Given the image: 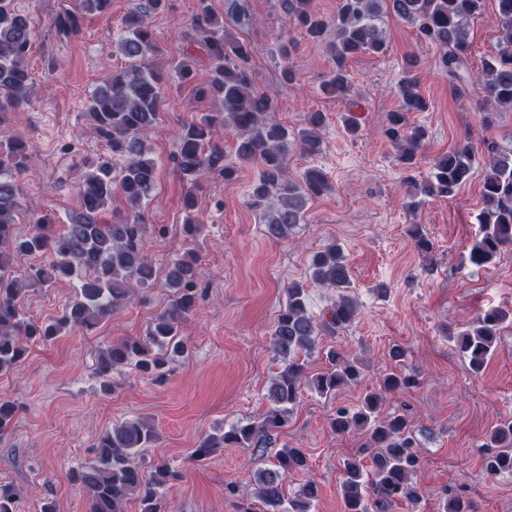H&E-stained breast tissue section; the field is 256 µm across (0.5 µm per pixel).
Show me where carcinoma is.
<instances>
[{
    "label": "carcinoma",
    "instance_id": "cac0c4a2",
    "mask_svg": "<svg viewBox=\"0 0 512 512\" xmlns=\"http://www.w3.org/2000/svg\"><path fill=\"white\" fill-rule=\"evenodd\" d=\"M495 2L501 28L499 48L482 62L474 77L484 93L482 121L487 125L492 122L488 105L512 108V0ZM282 3L301 36L329 47L335 67L322 91L345 99L353 94L348 60L361 53L386 51L383 17L388 13L410 23L419 43L439 49L441 72L461 86L470 48L467 28L484 7V0H341L336 14L328 18L312 8V0ZM111 5L112 0H77L75 11L56 18V28L63 36L74 35L78 32V16H107ZM212 27L213 17L204 6L193 19L191 31L204 51L210 78L197 87L196 95L200 99H220L224 112L204 114L184 126L179 170L195 185L210 172L231 180L238 166L260 161V172L251 186L252 205L260 209L268 236L277 241L286 239L304 222L308 201L329 189L321 169L309 167L295 179L288 173L287 161L292 144L309 156L321 151L325 113H309L304 127L295 133L268 122L266 114L275 111L277 104L254 84L252 46L244 40L227 38ZM33 36L29 16L16 7L14 0H0V125L7 113L29 104L32 81L27 56ZM117 47L132 63L124 70L105 72L88 100L87 111L95 130L108 142L112 156L122 159L123 166L117 169L105 161L84 174L78 188L79 205L69 215L68 223L59 228L37 224L26 235L16 231L18 176L26 171L28 144L18 137H0L1 375L19 368L30 346L52 341L67 330L95 328L117 308L144 296L157 279L156 269L142 249L148 225L141 210L157 187L158 165L150 156L146 138L161 121L165 75L149 63L157 45L147 13L138 11L123 20ZM196 62L192 55L179 59L174 65L177 77L183 82L192 80ZM398 93L401 103L387 115L382 135L409 171L428 139V129L411 121V113L426 112L429 104L410 70L400 79ZM227 127L235 131L237 139L233 161L215 142L218 130ZM486 152L481 231L470 250V261L478 268L492 263L512 245V149L489 143ZM476 163L471 143H458L435 161L428 180L406 177L407 196L453 199L469 182ZM115 193L125 198L130 210L125 218L108 223L102 220V213ZM196 205L191 194L183 200L187 214L184 231L192 237L203 227L195 214ZM408 235L418 252L432 251L433 244L422 225H409ZM22 255L37 256L40 262L19 274L14 258ZM197 264L198 258L189 255L169 265L165 282L170 292L168 304L152 318L144 336L113 341L98 350L95 371L104 389L111 387L112 372L126 366L161 380L170 358L183 353L179 328L197 309ZM308 271L312 282L336 289V302L318 322L308 312L304 286L288 285L285 304L271 333L272 350L283 365L268 390L266 411L256 421L241 422L220 437L203 442L199 453L221 444L264 447L269 431L285 426L298 399L306 369L300 352L312 351L320 336L334 335L355 321L358 308L347 294L351 288L350 267L341 248L330 245L314 253ZM59 281L74 283L73 297L59 318L35 323L20 307L19 297L30 286L46 287ZM506 319L503 311L490 309L453 334L456 348L474 371H481L495 352ZM360 380L356 362L335 355L331 366L314 378L313 386L317 393L327 396ZM409 384L405 374L388 372L377 386L367 388L357 407L340 409L332 418L334 432L366 430L379 449L369 470L355 459L343 463L344 512H389L398 503H419L420 492L412 483L419 465L415 428L409 418L381 410L387 395ZM16 413L13 401L0 399V440L11 431ZM156 436L154 426L140 418L114 423L99 435L93 445V460L72 472L73 480L88 493L89 512H125L124 505L134 497L139 500L140 512H164L163 491L177 478V472L165 460L144 465L142 452ZM307 468L304 449L282 448L275 468L262 470L257 477L255 494L261 512H310L311 501L318 495L314 480H307L293 499L284 494L288 475ZM483 468L490 476L512 473V418L502 420L490 432ZM18 498L13 486L0 484V512H15Z\"/></svg>",
    "mask_w": 512,
    "mask_h": 512
}]
</instances>
